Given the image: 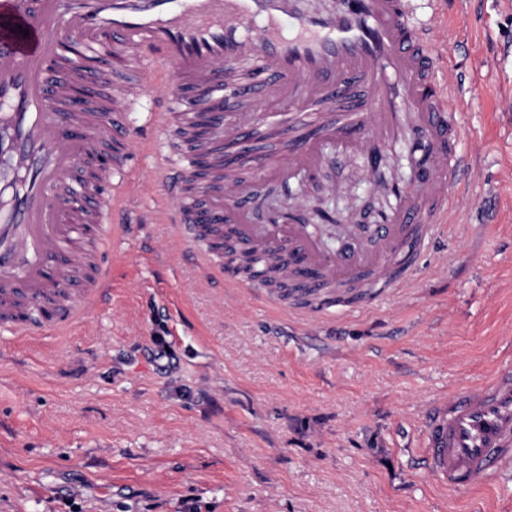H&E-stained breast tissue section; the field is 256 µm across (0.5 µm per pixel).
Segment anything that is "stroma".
Instances as JSON below:
<instances>
[{"instance_id":"35a3bbf8","label":"stroma","mask_w":512,"mask_h":512,"mask_svg":"<svg viewBox=\"0 0 512 512\" xmlns=\"http://www.w3.org/2000/svg\"><path fill=\"white\" fill-rule=\"evenodd\" d=\"M418 19L469 101L474 169L413 284L324 316L211 279L162 221L155 135L112 228L111 292L86 323L0 339V512H512V469L458 492L414 455L431 402L512 367V0ZM372 162L330 158L263 207L317 198L360 222Z\"/></svg>"}]
</instances>
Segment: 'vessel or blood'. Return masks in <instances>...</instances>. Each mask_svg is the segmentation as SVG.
<instances>
[{
	"instance_id": "b4317fda",
	"label": "vessel or blood",
	"mask_w": 512,
	"mask_h": 512,
	"mask_svg": "<svg viewBox=\"0 0 512 512\" xmlns=\"http://www.w3.org/2000/svg\"><path fill=\"white\" fill-rule=\"evenodd\" d=\"M416 0H0V331L37 338L86 320L87 300L112 289L105 256L122 223L135 154L125 110L147 85L153 131L178 147L157 173L166 223L223 273L232 232L254 288L301 284L310 307L367 306L413 279L448 228L452 188L473 168L461 149L467 100L441 75L434 32L412 22ZM291 32H284L283 20ZM262 113L239 122L241 110ZM412 140L419 177L374 182L391 205L365 237L329 251L310 226L250 223L269 178L320 171L325 144L350 158L364 144ZM245 149L255 172L225 167L221 148ZM420 462L455 490L512 468V369L434 401L422 418Z\"/></svg>"
}]
</instances>
